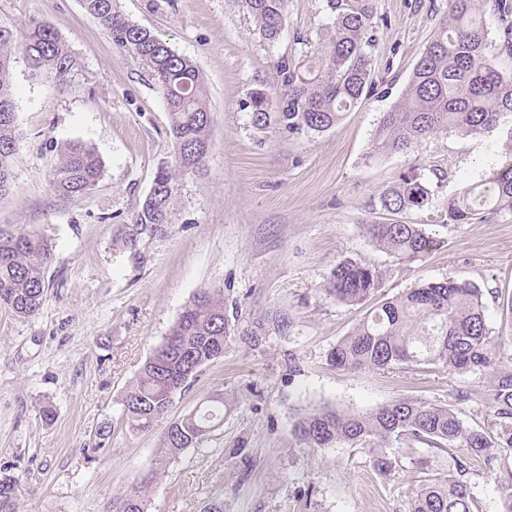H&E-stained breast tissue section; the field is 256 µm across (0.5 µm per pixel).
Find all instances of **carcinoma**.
<instances>
[{"mask_svg": "<svg viewBox=\"0 0 512 512\" xmlns=\"http://www.w3.org/2000/svg\"><path fill=\"white\" fill-rule=\"evenodd\" d=\"M254 20L262 38L275 43L286 20L288 0H237ZM84 9L109 34L112 43L133 52L150 70L166 102L173 162L158 168L153 193L135 217L137 224L170 223V205L178 178L196 172L210 146V112L195 64L175 52L150 30L131 23L116 0H83ZM334 14L317 52L301 60L281 61L278 104L267 93L251 94V126L262 132L276 127L290 135L324 132L336 126L371 85L376 17L375 0H327ZM36 71L61 81L76 60L46 21L21 38L0 27V197L9 192L17 160L16 115L11 87L15 46ZM512 58V0H448L447 18L434 31L416 62L401 101L379 121L374 148L379 153L408 151L442 131L481 135L498 131L509 146L486 177L448 197V224H470L483 210L512 213V73L495 59ZM103 163L81 142L60 147L51 184L60 196L89 193L98 184ZM428 180L406 176L380 196L392 215L429 205ZM369 238L402 263L418 260L432 240L421 225L400 220L364 225ZM53 260L51 242L23 228L0 227V307L22 318L36 316L44 302L46 272ZM382 272L346 258L331 271L324 294L358 304L382 287ZM229 319L224 297L203 292L181 313L165 341L142 365L122 399L132 433L151 431L168 412L174 397L206 364L224 356ZM491 336L482 292L467 281L423 282L370 309L329 355L346 371L393 369L400 365L441 366L453 374L488 373L493 423L487 430L464 425L456 410L423 401L397 399L365 413L324 407L298 419L294 434L310 448H360L373 458L376 471L390 475L397 465L387 449L400 441H424L436 448L465 450L442 479L427 478L411 489L408 512H474L475 500L465 476L484 470L503 452H512V368H492ZM224 396L172 422L165 432L161 459L200 444L224 422ZM18 481L0 477V512H13ZM500 512H512V472L501 480ZM114 512H145L138 491L127 494Z\"/></svg>", "mask_w": 512, "mask_h": 512, "instance_id": "obj_1", "label": "carcinoma"}]
</instances>
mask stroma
I'll return each instance as SVG.
<instances>
[{
	"mask_svg": "<svg viewBox=\"0 0 512 512\" xmlns=\"http://www.w3.org/2000/svg\"><path fill=\"white\" fill-rule=\"evenodd\" d=\"M134 24L192 59L205 84L211 146L181 176L170 223L135 217L158 168L173 155L169 115L150 72L117 48L82 0H0V27L24 32L47 21L78 66L65 82L12 70L18 158L0 225L51 240L54 259L38 315L0 308V471L19 481L14 512H112L134 488L146 512H407L419 473L446 476L447 451L420 442L392 448L398 466L380 476L357 448H309L293 433L300 414L323 406L365 412L399 398L453 406L465 426L489 427L485 373L424 365L348 372L328 355L378 301L415 283L468 280L483 293L496 367H512V214L483 212L446 224L452 194L480 181L505 149L501 133L445 132L403 153L375 151L383 113L401 99L447 0H376L372 86L321 133L256 132L251 92L274 93L282 60L319 48L333 22L326 0H288L282 35L264 41L236 0H117ZM93 147L104 173L89 194L58 196L50 184L60 147ZM431 178L429 207L403 214L431 248L397 262L365 234L390 221L382 192L408 173ZM360 259L383 273L381 289L351 305L323 289L337 262ZM203 291L223 294L230 319L224 356L205 365L163 421L130 433L120 400L140 366ZM259 328L257 340L245 332ZM216 393L231 407L198 446L160 468L169 422ZM51 405L52 422L40 410ZM425 461L418 470L417 461ZM493 471L470 474L478 512H498Z\"/></svg>",
	"mask_w": 512,
	"mask_h": 512,
	"instance_id": "stroma-1",
	"label": "stroma"
}]
</instances>
